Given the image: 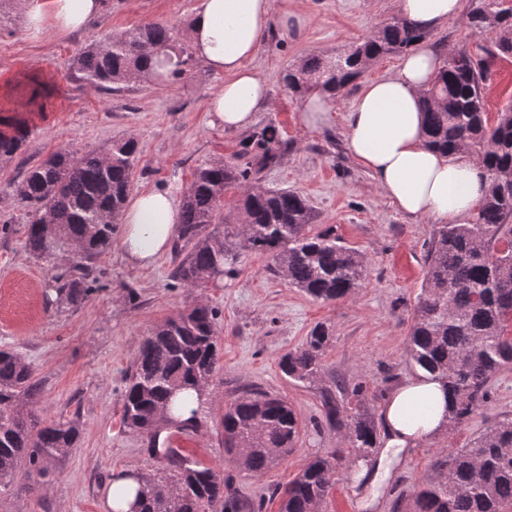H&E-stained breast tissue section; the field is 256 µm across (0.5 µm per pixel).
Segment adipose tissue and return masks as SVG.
I'll return each mask as SVG.
<instances>
[{"label":"adipose tissue","instance_id":"obj_1","mask_svg":"<svg viewBox=\"0 0 512 512\" xmlns=\"http://www.w3.org/2000/svg\"><path fill=\"white\" fill-rule=\"evenodd\" d=\"M28 27L66 34L88 27L100 16L102 0H20ZM461 0H397L401 17L430 29L448 21ZM272 0H202L191 23L194 55L223 74L224 84L207 100L211 124L230 131L251 127L271 104L269 87L249 67L271 32ZM442 65L429 44L417 43L397 71L365 84L345 117L344 138L353 158L371 173L379 192L406 216L439 224L472 220L486 193V173L472 160H449L426 145L420 95ZM182 208L167 188L131 194L121 217L126 259L148 266L170 250L181 224ZM451 396L439 380L420 374L406 379L380 410L383 448L378 459L359 465L358 475L372 484L385 481L399 456L446 423ZM427 404L422 416L410 409Z\"/></svg>","mask_w":512,"mask_h":512}]
</instances>
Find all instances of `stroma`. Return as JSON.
I'll return each mask as SVG.
<instances>
[{"label": "stroma", "instance_id": "stroma-1", "mask_svg": "<svg viewBox=\"0 0 512 512\" xmlns=\"http://www.w3.org/2000/svg\"><path fill=\"white\" fill-rule=\"evenodd\" d=\"M201 0H104L102 15L87 29L67 35L28 29L19 0H0V116L20 117L28 137L13 160L0 163V349L18 352L39 381L41 418L75 419L80 439L65 456L50 461L48 483L29 493L0 494V512H103L105 492L116 474L134 468L151 475L163 468L139 435L126 431L121 414L126 379L143 340L170 318L203 301L219 312V367L205 388L197 431L178 444L187 457L223 471L240 512H279L278 491L311 460L340 447L343 433L326 424L322 388L339 380L362 385L373 411L414 371L406 342L426 274V254L435 223L401 214L377 189L372 176L346 151L345 116L358 85L334 101V118L315 129L301 119L302 101L280 75L310 56L348 52L374 28L395 17L396 0H273L274 13L307 12L301 36L272 32L250 66L270 85L272 105L257 126L276 125L288 148L259 174L265 189H291L314 208L317 227L335 226L343 241L367 259L364 288L335 302L314 301L270 274L268 257L246 253L236 276L204 289L173 279V254L140 267L126 260L119 243L100 256L97 282L75 310L48 305L46 265L25 248L30 217L15 203L19 175L61 149H104L134 137L138 162L133 190L172 186L186 190L195 170L240 151L244 132L208 123L207 98L223 75L193 60L178 79L130 81L115 92L91 88L75 70L76 52L101 31H127L151 22L174 27L190 44L191 20ZM478 0H462L460 12L426 41L448 48L475 41L470 13ZM45 87V109L32 111V91ZM319 323L333 339L318 382L300 384L280 370L282 356L299 347ZM260 388L288 401L303 424L299 441L284 460L256 477L236 468L224 453L220 418L224 402ZM512 416V369L489 386L481 414L453 433H440L409 449L372 506H363L355 480L341 479L328 512H409L418 481L436 459L461 447L490 422Z\"/></svg>", "mask_w": 512, "mask_h": 512}]
</instances>
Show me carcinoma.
<instances>
[{
	"label": "carcinoma",
	"mask_w": 512,
	"mask_h": 512,
	"mask_svg": "<svg viewBox=\"0 0 512 512\" xmlns=\"http://www.w3.org/2000/svg\"><path fill=\"white\" fill-rule=\"evenodd\" d=\"M471 24L481 42L448 49L441 69L422 93L426 144L455 158L465 153L487 174V191L476 220L440 224L427 255V271L411 318L407 341L410 366L440 379L452 397L449 431L482 409L488 386L512 368V102L490 119L486 91L499 57H512V0H480ZM429 35L396 16L334 59L308 57L282 81L295 95L314 87L331 94L363 73V60L405 54ZM168 49L177 58L176 77L192 61L176 46L174 29L153 22L98 36L75 56L82 80L112 91L145 77L148 60ZM26 140L22 122L0 128V162ZM288 147L279 130L265 125L227 161L199 168L183 196V220L172 251L173 278L206 288L231 277L239 252L266 255L269 270L288 274L291 286L313 300L337 301L364 284L365 258L336 235L334 226L313 230L309 201L293 190H252V180L275 164ZM137 161L134 138L115 140L108 151L60 150L30 167L14 188L19 205L34 215L25 248L50 271L47 293L58 308L76 309L89 297L96 262L112 244L131 190ZM243 189L240 220L224 218V194ZM218 311L204 303L165 322L140 347L124 394L122 423L144 438L149 455L166 462L168 476H146L138 512H238L224 473L187 460L172 442L157 447L159 411L176 392L202 390L219 361ZM332 338L316 325L301 346L280 361L283 374L312 384L324 373ZM347 403L330 388L322 392L328 425L344 430L342 446L310 462L281 493L279 512H314L349 468L374 452L379 429L360 386ZM39 387L18 354L0 350V493L14 487L25 465L44 485L45 463L76 446V419L43 420L23 406L38 402ZM224 448L236 466L254 476L272 469L295 447L302 423L280 397L249 391L224 405ZM412 512H512V418H503L433 464Z\"/></svg>",
	"instance_id": "obj_1"
}]
</instances>
